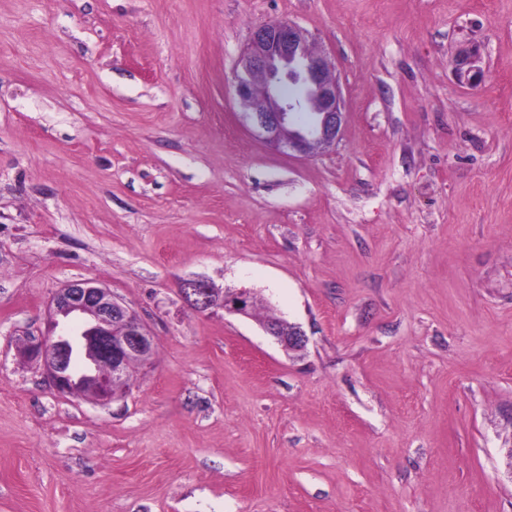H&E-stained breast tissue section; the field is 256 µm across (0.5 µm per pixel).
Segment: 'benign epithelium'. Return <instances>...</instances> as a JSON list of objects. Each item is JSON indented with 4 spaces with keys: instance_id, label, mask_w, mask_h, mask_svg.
<instances>
[{
    "instance_id": "1",
    "label": "benign epithelium",
    "mask_w": 512,
    "mask_h": 512,
    "mask_svg": "<svg viewBox=\"0 0 512 512\" xmlns=\"http://www.w3.org/2000/svg\"><path fill=\"white\" fill-rule=\"evenodd\" d=\"M233 81L239 101L269 144L307 155L339 137L344 117L339 84L326 56L310 50L306 32L295 23L280 20L256 27ZM287 84L296 89L292 97L284 92ZM299 110L317 114V123L307 129L293 125L291 113ZM182 293L200 312L220 308L249 316L255 300L243 288H226L217 296L213 285L199 278L185 281ZM49 314V333L30 356L41 359L55 390L103 405L121 398L128 369L146 362L154 345L136 313L111 290L77 280L55 293ZM263 327L290 350L306 344L296 325L286 334L272 321Z\"/></svg>"
}]
</instances>
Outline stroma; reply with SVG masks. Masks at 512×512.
Returning a JSON list of instances; mask_svg holds the SVG:
<instances>
[{"mask_svg": "<svg viewBox=\"0 0 512 512\" xmlns=\"http://www.w3.org/2000/svg\"><path fill=\"white\" fill-rule=\"evenodd\" d=\"M273 20L335 67L321 154L235 94ZM81 279L156 338L105 406L25 354ZM508 440L512 0H0V512H512ZM213 285L205 279H191L183 283L182 293L187 301L200 312L223 309L224 312L251 316L255 297L246 289L224 288L217 297ZM288 326H291L292 329L288 334H283L277 323L271 321L263 324L266 333L272 336L282 346L288 348V350L303 348L306 344V338L301 328L290 323H288Z\"/></svg>", "mask_w": 512, "mask_h": 512, "instance_id": "1", "label": "stroma"}]
</instances>
